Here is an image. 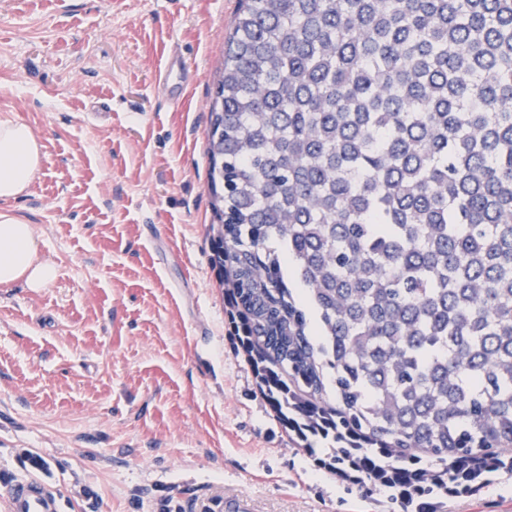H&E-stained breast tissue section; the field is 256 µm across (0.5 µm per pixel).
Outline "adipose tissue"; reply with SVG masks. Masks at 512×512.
<instances>
[{
  "instance_id": "ef3b65f1",
  "label": "adipose tissue",
  "mask_w": 512,
  "mask_h": 512,
  "mask_svg": "<svg viewBox=\"0 0 512 512\" xmlns=\"http://www.w3.org/2000/svg\"><path fill=\"white\" fill-rule=\"evenodd\" d=\"M40 163L41 145L32 129L13 119H0V199L22 195ZM55 278V266L39 255L32 225L11 212L0 211V284L21 280L37 290Z\"/></svg>"
}]
</instances>
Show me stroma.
I'll use <instances>...</instances> for the list:
<instances>
[{
	"label": "stroma",
	"mask_w": 512,
	"mask_h": 512,
	"mask_svg": "<svg viewBox=\"0 0 512 512\" xmlns=\"http://www.w3.org/2000/svg\"><path fill=\"white\" fill-rule=\"evenodd\" d=\"M238 0H0V118L43 146L21 196L58 273L0 285V512L36 475L62 512H397L323 468L256 387L211 262L209 106ZM179 103L159 82L167 57ZM437 512H512V473Z\"/></svg>",
	"instance_id": "obj_1"
}]
</instances>
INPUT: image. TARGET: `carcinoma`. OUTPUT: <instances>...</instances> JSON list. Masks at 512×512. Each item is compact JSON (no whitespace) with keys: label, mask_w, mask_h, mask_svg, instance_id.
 Instances as JSON below:
<instances>
[{"label":"carcinoma","mask_w":512,"mask_h":512,"mask_svg":"<svg viewBox=\"0 0 512 512\" xmlns=\"http://www.w3.org/2000/svg\"><path fill=\"white\" fill-rule=\"evenodd\" d=\"M218 90L212 262L277 418L400 512L512 471V0H240Z\"/></svg>","instance_id":"1"}]
</instances>
